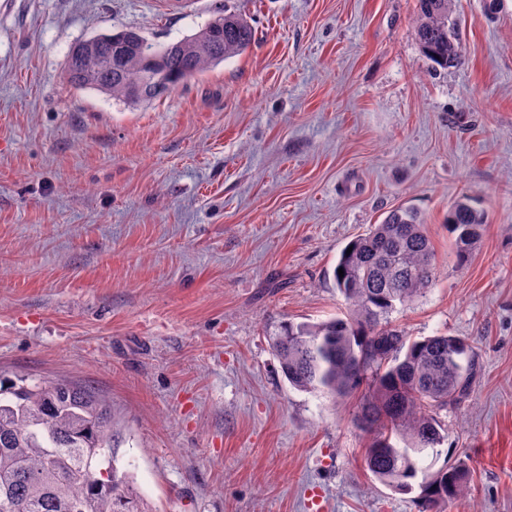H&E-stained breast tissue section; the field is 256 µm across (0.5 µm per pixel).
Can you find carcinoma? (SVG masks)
<instances>
[{"label":"carcinoma","mask_w":512,"mask_h":512,"mask_svg":"<svg viewBox=\"0 0 512 512\" xmlns=\"http://www.w3.org/2000/svg\"><path fill=\"white\" fill-rule=\"evenodd\" d=\"M416 35L425 56L450 68L463 58L462 26L454 0H418ZM254 30L242 15L224 11V27H203L181 39L155 79L169 93L185 80L242 54ZM67 60L71 85L127 100V87L145 76L146 61L130 57L123 78L104 67L80 76ZM487 223L469 195L448 208L454 256L462 262ZM341 250L333 271L348 312L318 323L292 321L270 337L288 383L331 401L365 390L359 418L370 442L365 463L394 491L419 490L421 512H442L463 499L469 468L463 461L431 470L417 456L439 453L448 430L439 411L466 400L476 359L459 336L418 339L393 327L390 315L427 293L435 282V254L418 212L390 210ZM344 271L339 276L338 270ZM123 442L107 400L67 379L30 383L0 377V512H149L128 471L117 467Z\"/></svg>","instance_id":"carcinoma-1"}]
</instances>
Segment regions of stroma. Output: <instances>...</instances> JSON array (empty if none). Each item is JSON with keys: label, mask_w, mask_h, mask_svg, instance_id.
<instances>
[{"label": "stroma", "mask_w": 512, "mask_h": 512, "mask_svg": "<svg viewBox=\"0 0 512 512\" xmlns=\"http://www.w3.org/2000/svg\"><path fill=\"white\" fill-rule=\"evenodd\" d=\"M218 0H0V376L66 378L112 407L151 512H418L364 463L360 395L292 388L268 336L345 315L341 249L400 205L438 276L392 323L471 341L440 419L471 475L446 512H512V0H457L433 68L418 0H227L255 37L159 100L73 88L71 47L163 46ZM487 224L451 253L450 203ZM416 35L435 66L446 69L462 61V26L454 0H418Z\"/></svg>", "instance_id": "stroma-1"}]
</instances>
